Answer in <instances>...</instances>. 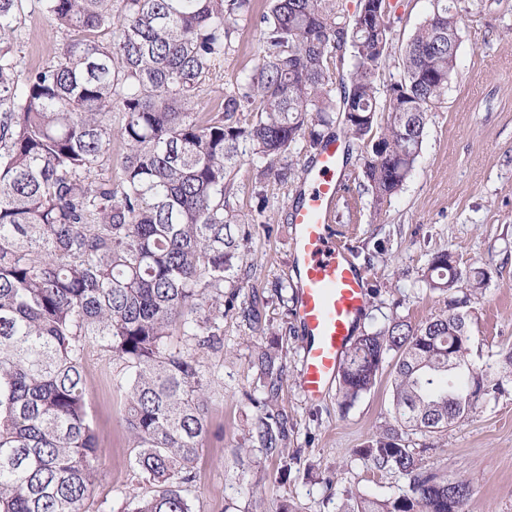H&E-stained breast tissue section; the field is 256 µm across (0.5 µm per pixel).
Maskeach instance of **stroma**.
<instances>
[{
    "label": "stroma",
    "instance_id": "1",
    "mask_svg": "<svg viewBox=\"0 0 512 512\" xmlns=\"http://www.w3.org/2000/svg\"><path fill=\"white\" fill-rule=\"evenodd\" d=\"M460 27L456 66L443 104L429 116L411 177L381 217H374L365 192L356 215L340 209L338 227L356 261L366 264V330L392 314L418 323L444 310L443 298L421 280L433 253L446 249L460 265H486L490 285L472 302L471 357L495 370L501 351L512 348V0H484ZM55 43L45 18L29 11L14 40L22 65L39 64ZM306 159L304 146L296 145L294 185L267 188L273 223L250 228L245 253L252 269L243 294L258 300L262 330L231 311L224 317L223 347L202 356L224 380L211 413L213 424L224 427V440L208 441L201 452L200 480L190 494L194 512H255L259 505L274 512L283 499L295 512H338L343 491L382 499L405 487L400 474L377 471L358 454L391 421L394 358L386 359L371 393L347 409L338 390L310 402L300 387L303 338L294 320L289 214L296 186L308 179ZM272 340L283 348L278 405L288 416V446L282 457L259 459L244 470L237 456L257 413L249 399L257 391L252 360ZM85 362L102 445L89 512H130L133 494L150 493L151 486L136 474L134 450L120 425L117 382L126 368L96 344L88 346ZM410 441L426 464L469 483V512H512V378L443 436L414 433Z\"/></svg>",
    "mask_w": 512,
    "mask_h": 512
}]
</instances>
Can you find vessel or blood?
Wrapping results in <instances>:
<instances>
[{
	"instance_id": "vessel-or-blood-1",
	"label": "vessel or blood",
	"mask_w": 512,
	"mask_h": 512,
	"mask_svg": "<svg viewBox=\"0 0 512 512\" xmlns=\"http://www.w3.org/2000/svg\"><path fill=\"white\" fill-rule=\"evenodd\" d=\"M341 145L332 141L315 156L309 186L291 211L292 265L298 280L295 319L304 336L300 385L309 401L333 387L367 305L369 278L350 258L334 224L344 194Z\"/></svg>"
}]
</instances>
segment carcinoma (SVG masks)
<instances>
[{"mask_svg": "<svg viewBox=\"0 0 512 512\" xmlns=\"http://www.w3.org/2000/svg\"><path fill=\"white\" fill-rule=\"evenodd\" d=\"M26 0H0V512H86L101 448L91 419L85 348L126 364L117 384L133 468L153 486L132 512H193L200 452L221 378L200 353L223 344L244 259L242 224H270L234 198L244 161L252 187L295 180L293 151L313 157L346 114L347 142L380 216L409 179L430 112L454 70L463 15L482 0H431L395 60L390 0H36L60 35L52 56L21 68L13 33ZM258 31L254 66L222 79L240 24ZM116 171L101 174L112 142ZM422 280L447 310L399 315L354 339L339 372L349 408L396 358L395 425L358 454L407 480L395 497L348 493L340 512H468L470 486L423 465L403 433L435 437L512 375L469 358L471 298L485 266L434 253ZM262 398L244 437L279 458L288 416L276 409L279 350L256 352Z\"/></svg>", "mask_w": 512, "mask_h": 512, "instance_id": "obj_1", "label": "carcinoma"}]
</instances>
